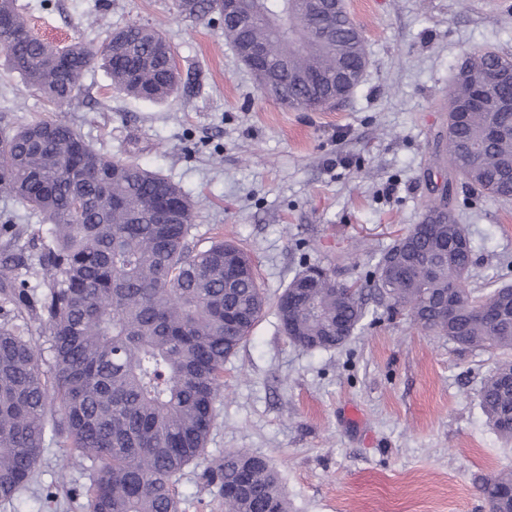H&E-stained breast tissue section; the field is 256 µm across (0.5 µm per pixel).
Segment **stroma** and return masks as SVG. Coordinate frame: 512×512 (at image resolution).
I'll use <instances>...</instances> for the list:
<instances>
[{"label":"stroma","instance_id":"stroma-1","mask_svg":"<svg viewBox=\"0 0 512 512\" xmlns=\"http://www.w3.org/2000/svg\"><path fill=\"white\" fill-rule=\"evenodd\" d=\"M365 37L363 77L343 102L281 106L258 86L220 22L181 14L176 0H15L42 39L100 45L117 28L157 27L181 76L162 102L133 98L103 67L84 93L46 103L0 59V127L48 118L79 129L101 154L140 164L193 201L200 246L244 249L269 300L250 340L224 363V396L203 463L177 485L183 512H220L207 463L236 448L277 472L288 512H489L476 480L512 467L479 389L496 355L434 336L368 298L371 324L342 347L307 351L281 330L274 300L309 265L372 290L373 258L420 223L440 193L448 90L476 51L512 58V0H346ZM473 247L472 285L512 283V201L460 194ZM41 216L0 191V227L42 289ZM90 462L46 443L31 484L0 512H77L68 494Z\"/></svg>","mask_w":512,"mask_h":512}]
</instances>
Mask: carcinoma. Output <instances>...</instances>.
<instances>
[{
    "label": "carcinoma",
    "mask_w": 512,
    "mask_h": 512,
    "mask_svg": "<svg viewBox=\"0 0 512 512\" xmlns=\"http://www.w3.org/2000/svg\"><path fill=\"white\" fill-rule=\"evenodd\" d=\"M251 32L288 63L290 107L307 110L330 95L350 93L365 51L355 22L343 13L326 23L307 0H255ZM198 19L219 12L220 0H177ZM11 36L0 38L7 65L45 101L61 106L80 93L72 83L100 61L112 85L136 98L163 101L180 83L172 49L154 28L132 24L91 47H63L36 37L14 0H0ZM512 59L474 52L456 71L448 93L454 110L448 173L492 201L512 200V112H470L480 86L502 97L512 85L496 70ZM325 77L322 86L308 76ZM507 133L489 140L490 125ZM0 190L38 211L49 243L39 256L45 290L26 286L28 258L3 247L0 295L15 323H0V500H13L32 479L46 439L67 457L88 460L94 474L83 491L85 512H180L176 483L198 462L224 393V362L247 342L267 305L250 256L222 240L200 250L195 210L176 184L143 166L101 155L75 128L35 119L0 130ZM179 209L177 223L165 210ZM376 258L374 287L391 315L468 349L499 352L480 390L491 428L512 441V284L470 287L472 243L453 204L432 203ZM293 304L276 308L288 339L304 350L343 345L369 314L363 288L332 277L286 287ZM460 305L450 319L441 300ZM34 315L48 330L47 347L25 336L19 321ZM51 363L43 368L44 351ZM224 512H288L267 461L226 449L206 473ZM479 491L490 512H512V468L485 477Z\"/></svg>",
    "instance_id": "carcinoma-1"
}]
</instances>
